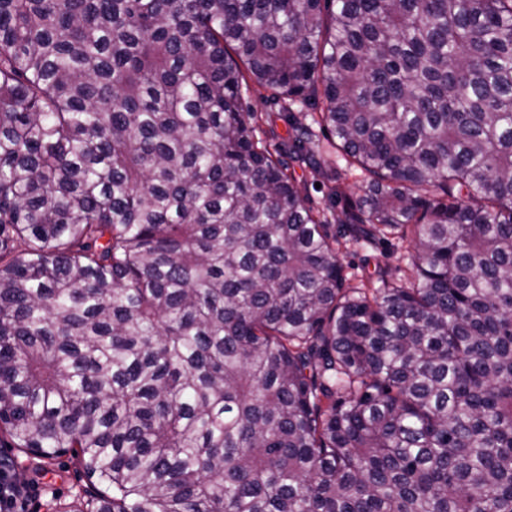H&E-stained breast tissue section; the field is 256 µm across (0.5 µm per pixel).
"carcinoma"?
I'll return each mask as SVG.
<instances>
[{"mask_svg": "<svg viewBox=\"0 0 512 512\" xmlns=\"http://www.w3.org/2000/svg\"><path fill=\"white\" fill-rule=\"evenodd\" d=\"M0 436L95 512H512V0H0ZM269 93L263 90H251L246 96V107L255 112L256 125L259 126V135L267 138L272 144L278 139L273 136H286L288 129L289 112L282 109L279 104L266 100ZM318 133L321 143L326 150V154H324V159L326 160L325 167L332 175L333 179L330 181L323 180L322 182H319L320 188H316L315 184L313 186L309 181L307 171H303L301 168L296 166L294 168V175L300 181L302 190L308 195L313 207L320 211H324L328 216L329 222L337 227L332 214H335L336 216V212L340 211V195L357 194L359 192L358 185L360 184V179L357 175L358 172H345L344 161L337 158L335 150L328 146L326 138L320 132ZM304 187L306 189H304ZM331 188L336 190L338 197L332 194ZM407 251L412 247L399 239L377 240L371 245L349 244L340 253L347 283L356 285L360 280L375 279L380 269L387 271L390 280L404 279L411 273L404 259Z\"/></svg>", "mask_w": 512, "mask_h": 512, "instance_id": "1", "label": "carcinoma"}]
</instances>
